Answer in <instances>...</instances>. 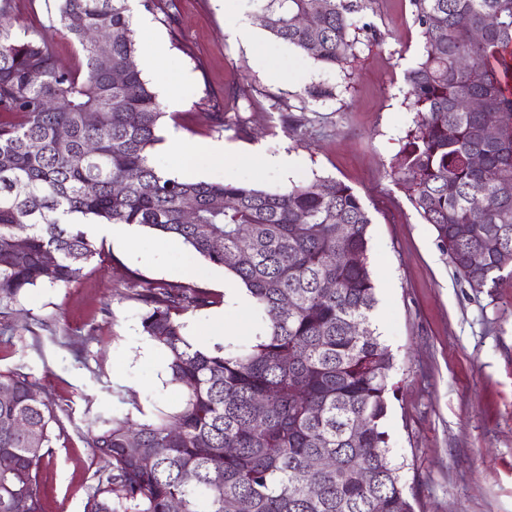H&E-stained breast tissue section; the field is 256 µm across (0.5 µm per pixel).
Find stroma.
<instances>
[{
  "label": "stroma",
  "mask_w": 512,
  "mask_h": 512,
  "mask_svg": "<svg viewBox=\"0 0 512 512\" xmlns=\"http://www.w3.org/2000/svg\"><path fill=\"white\" fill-rule=\"evenodd\" d=\"M159 2L147 14L168 56L143 77L153 88L171 84L184 98L163 125L189 145L224 140L244 153L294 160L284 171L200 153L192 162L202 180L284 192L329 177L368 206L374 322L394 355L385 429L416 512H512V277L479 292L460 282L432 225L389 177L415 120L404 73L420 39L408 0H377L373 13L356 18V58L344 71L272 37L261 26L260 0H236L232 11L217 0ZM9 18L14 32L44 33L58 66L76 63V44L50 29L43 0H11ZM243 18L265 45L266 64L235 37ZM367 21L382 43L367 40ZM312 87L332 95L305 97ZM94 242L101 258L80 281L27 289L0 316V369L35 376L58 405L62 432L38 471L43 512H84L103 469L86 444L95 417L138 421L181 402L163 351L142 331L144 307L133 285L182 282L211 293L214 305L182 316L192 344L235 351L265 332L253 308L226 306L225 290L236 278L180 242L143 227L131 244L101 236ZM219 313L227 333L213 336Z\"/></svg>",
  "instance_id": "obj_1"
}]
</instances>
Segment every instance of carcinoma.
I'll return each mask as SVG.
<instances>
[{"mask_svg":"<svg viewBox=\"0 0 512 512\" xmlns=\"http://www.w3.org/2000/svg\"><path fill=\"white\" fill-rule=\"evenodd\" d=\"M375 2L264 0L261 15L273 37L343 70L355 57L354 17ZM409 4L422 43L405 72L416 117L391 176L456 275L485 288L512 276V0ZM9 9L0 0V310L28 288L78 281L101 256L84 229L93 222L180 242L233 274L267 321L246 350L202 351L180 317L214 304L210 293L184 283L136 293L143 332L183 399L142 422L95 423L88 446L106 469L85 512H170L175 501L181 512H414L384 429L393 355L373 328L372 217L361 198L333 178L271 193L162 176L151 149L165 113L136 63L127 0L47 8L79 47L70 68L55 64L40 33H13ZM469 99L497 113V136L486 135L484 113L463 106ZM338 250L346 260L329 262ZM0 389L13 392L0 403V512H42L38 468L57 438L58 405L32 400L39 382L16 370L0 371ZM17 418L29 429L14 428ZM321 457L334 467L312 468Z\"/></svg>","mask_w":512,"mask_h":512,"instance_id":"carcinoma-1","label":"carcinoma"}]
</instances>
